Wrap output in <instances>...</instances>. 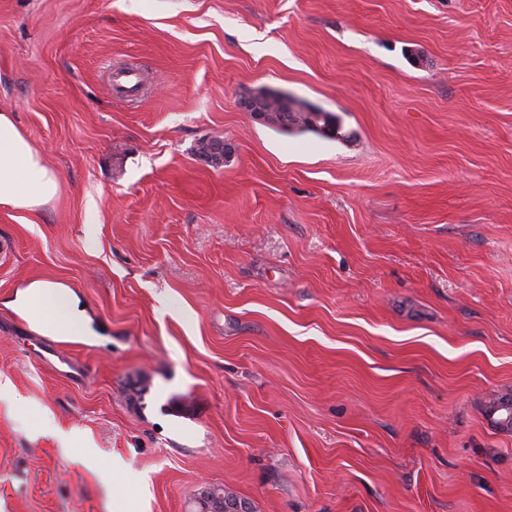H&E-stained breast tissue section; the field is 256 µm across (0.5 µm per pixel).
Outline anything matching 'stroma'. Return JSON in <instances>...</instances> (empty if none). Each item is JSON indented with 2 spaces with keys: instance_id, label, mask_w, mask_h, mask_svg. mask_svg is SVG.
I'll return each instance as SVG.
<instances>
[{
  "instance_id": "obj_1",
  "label": "stroma",
  "mask_w": 512,
  "mask_h": 512,
  "mask_svg": "<svg viewBox=\"0 0 512 512\" xmlns=\"http://www.w3.org/2000/svg\"><path fill=\"white\" fill-rule=\"evenodd\" d=\"M0 110L61 183L0 206V512H512V0H0ZM221 140V139H202L197 142V145L194 148L195 155L199 157L203 150L207 148V146L211 145L212 142ZM233 146L231 143H224V141L217 142L212 144L206 154L202 157V161L207 163L208 165L218 166L217 159H219L222 154L228 153L232 150ZM17 303L38 312L43 333L54 336H82L87 327L77 296L66 287L46 280L33 281ZM223 495V496H222ZM224 499V510L221 511V501ZM237 498L245 501L232 492L226 491L223 487H210L200 492L198 497L199 506L196 508V512H226L225 508L228 504H231Z\"/></svg>"
}]
</instances>
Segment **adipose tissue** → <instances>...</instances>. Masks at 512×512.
<instances>
[{
	"instance_id": "adipose-tissue-1",
	"label": "adipose tissue",
	"mask_w": 512,
	"mask_h": 512,
	"mask_svg": "<svg viewBox=\"0 0 512 512\" xmlns=\"http://www.w3.org/2000/svg\"><path fill=\"white\" fill-rule=\"evenodd\" d=\"M59 191V179L47 167L43 153L19 130L10 113L0 112V206L34 213ZM18 303L39 313L42 332L72 337L86 331L79 299L62 285L34 281Z\"/></svg>"
}]
</instances>
